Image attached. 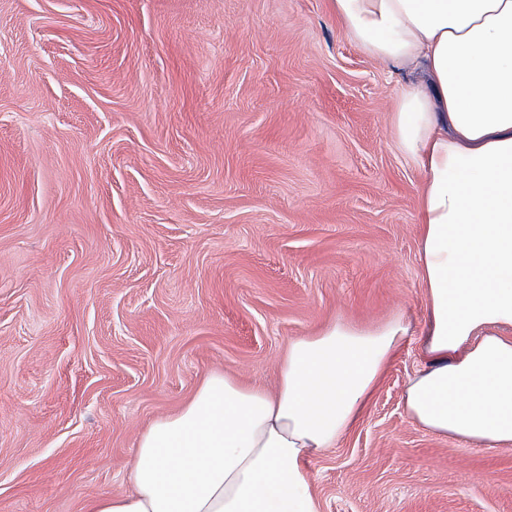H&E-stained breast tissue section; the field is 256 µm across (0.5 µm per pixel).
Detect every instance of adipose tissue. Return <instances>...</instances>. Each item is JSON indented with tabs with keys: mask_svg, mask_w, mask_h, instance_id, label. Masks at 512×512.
Masks as SVG:
<instances>
[{
	"mask_svg": "<svg viewBox=\"0 0 512 512\" xmlns=\"http://www.w3.org/2000/svg\"><path fill=\"white\" fill-rule=\"evenodd\" d=\"M370 59L412 72L394 127L424 175L418 255L427 316L293 338L274 390L213 372L138 437L130 492L85 512H320L308 459L354 426L417 337L404 390L428 433L512 447V0H331Z\"/></svg>",
	"mask_w": 512,
	"mask_h": 512,
	"instance_id": "obj_1",
	"label": "adipose tissue"
}]
</instances>
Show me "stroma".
Wrapping results in <instances>:
<instances>
[{
    "label": "stroma",
    "mask_w": 512,
    "mask_h": 512,
    "mask_svg": "<svg viewBox=\"0 0 512 512\" xmlns=\"http://www.w3.org/2000/svg\"><path fill=\"white\" fill-rule=\"evenodd\" d=\"M402 74L330 0H0V512L130 490L138 435L290 339L425 317ZM410 339L307 467L320 512H512V447L427 433Z\"/></svg>",
    "instance_id": "obj_1"
}]
</instances>
